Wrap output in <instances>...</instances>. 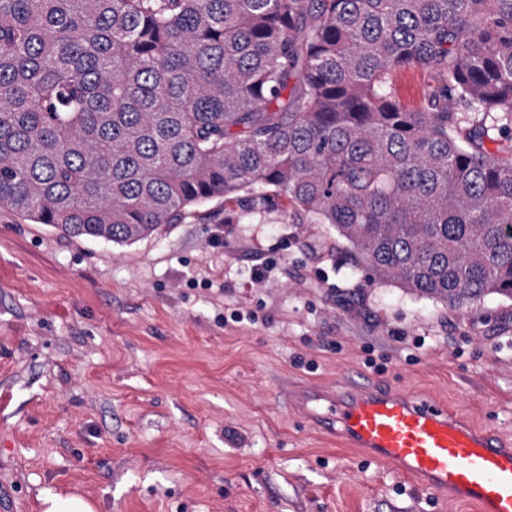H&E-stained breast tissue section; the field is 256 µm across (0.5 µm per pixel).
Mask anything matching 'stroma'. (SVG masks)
<instances>
[{
	"label": "stroma",
	"mask_w": 512,
	"mask_h": 512,
	"mask_svg": "<svg viewBox=\"0 0 512 512\" xmlns=\"http://www.w3.org/2000/svg\"><path fill=\"white\" fill-rule=\"evenodd\" d=\"M433 83L406 68L392 87L418 109ZM509 334L512 300L376 280L281 200L235 224L215 200L131 245L0 211V504L40 512L51 488L96 512H468L337 447L288 393L361 373L512 436Z\"/></svg>",
	"instance_id": "1"
}]
</instances>
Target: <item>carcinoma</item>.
Masks as SVG:
<instances>
[{
	"mask_svg": "<svg viewBox=\"0 0 512 512\" xmlns=\"http://www.w3.org/2000/svg\"><path fill=\"white\" fill-rule=\"evenodd\" d=\"M214 199H283L419 297L512 299V0H0V211L127 245ZM433 84V75L418 68L398 70L392 80V87L396 96L409 109L422 107Z\"/></svg>",
	"mask_w": 512,
	"mask_h": 512,
	"instance_id": "obj_1",
	"label": "carcinoma"
}]
</instances>
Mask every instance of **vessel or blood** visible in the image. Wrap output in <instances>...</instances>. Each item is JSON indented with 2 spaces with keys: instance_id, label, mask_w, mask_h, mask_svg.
<instances>
[{
  "instance_id": "b4317fda",
  "label": "vessel or blood",
  "mask_w": 512,
  "mask_h": 512,
  "mask_svg": "<svg viewBox=\"0 0 512 512\" xmlns=\"http://www.w3.org/2000/svg\"><path fill=\"white\" fill-rule=\"evenodd\" d=\"M291 403L319 430L414 486L512 512V440L476 428L434 399L348 377L342 387H302Z\"/></svg>"
}]
</instances>
